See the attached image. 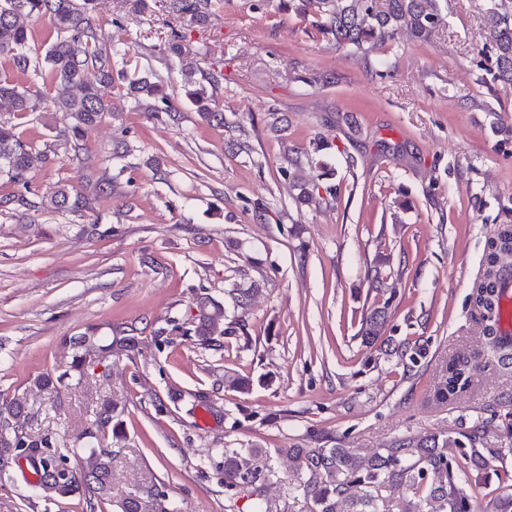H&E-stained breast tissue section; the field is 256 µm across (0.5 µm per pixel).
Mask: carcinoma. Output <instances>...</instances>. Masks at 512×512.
<instances>
[{
	"label": "carcinoma",
	"mask_w": 512,
	"mask_h": 512,
	"mask_svg": "<svg viewBox=\"0 0 512 512\" xmlns=\"http://www.w3.org/2000/svg\"><path fill=\"white\" fill-rule=\"evenodd\" d=\"M442 0H288V9L316 19L317 33L336 47L368 56L379 47L394 41L403 32L427 42L444 22ZM98 0H0V62L14 72L29 77L26 85L0 75V102L17 114L35 112L43 100L34 88L40 76L32 64L31 32L21 22L23 17H46L57 31L56 40L47 48L44 62L57 87L52 98L56 111L63 114L65 125L59 130V145L75 156L84 150L80 140L83 128L94 125L112 114V102L103 89L114 82V70L125 53L100 44L94 26ZM172 12L187 16L195 23L203 22L200 0H171ZM490 31L495 55L494 79L512 84V0H502L492 16ZM128 90L137 103L150 112L157 111L152 101L167 102L162 87L150 72L128 80ZM188 97L198 107L201 118L224 124V113L206 103L205 87L188 90ZM56 147L39 151L27 144L15 126L0 123V176L16 187V191L0 201L27 209L38 207L31 197L38 195L32 185L31 172L50 160ZM288 174L299 190L297 200L304 205L318 204L322 194H336V186L325 185L333 170L325 167L316 179H306L300 166L284 154ZM49 207L79 212L88 208L86 199L73 195L65 187L47 199ZM512 245V226L498 230L486 257V270L471 293L474 318L482 325L489 353L497 364L512 367V339L501 336L499 328L497 283L501 272L496 260L498 251ZM391 314L390 301L374 306L366 315L361 337L367 344L381 343L380 351L394 357L410 370L418 365L423 348L404 340H380L379 326ZM180 329L171 320L151 340L137 336H115L107 345L84 334L72 340L73 364L79 372L104 354L132 357L144 348L159 346L167 336ZM194 335L200 345H217V338L231 333L224 327V306L212 297L199 299L194 319ZM481 363L478 357L448 361V368L435 386L437 400L446 402L467 391L474 372ZM117 404L102 402L93 423L77 437L78 447L63 448L51 436L28 431L35 413L26 409L18 395L0 400V455L22 454L24 448H43L44 455L33 464L37 481L33 487L44 497L57 498L79 494L85 497L89 512L96 506L112 502V447H120L125 432ZM486 434L473 429L452 435L402 436L390 440L382 448H290L297 466L295 481L312 501L313 512H475L480 491L473 473L488 468ZM87 452L83 465L70 466V456L78 449ZM257 449L236 448L224 452V484L229 490L249 484L258 478L255 466ZM118 512H176L170 507L165 491L147 482L137 491L116 502ZM492 512H512V489L505 485L492 499Z\"/></svg>",
	"instance_id": "obj_1"
}]
</instances>
